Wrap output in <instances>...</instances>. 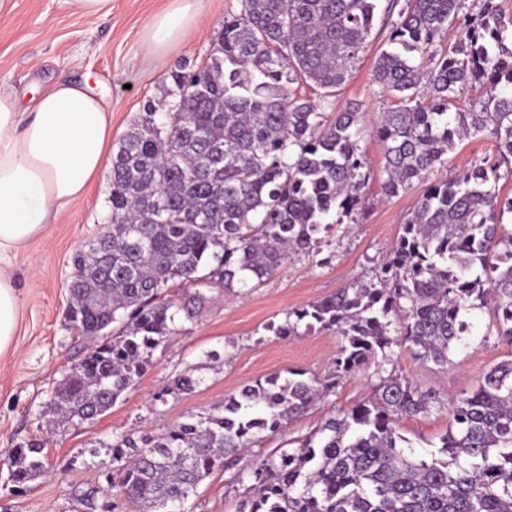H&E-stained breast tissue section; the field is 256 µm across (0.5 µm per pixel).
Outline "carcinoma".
Masks as SVG:
<instances>
[{
    "mask_svg": "<svg viewBox=\"0 0 512 512\" xmlns=\"http://www.w3.org/2000/svg\"><path fill=\"white\" fill-rule=\"evenodd\" d=\"M203 77L171 74L160 104H145L111 159L107 226L73 257L70 328L81 336L120 332L71 366L50 410L60 424L105 414L133 388L146 359L173 333L175 315L193 319L206 292L258 287L291 253H311L336 213L362 203L368 174L362 116L327 119L371 35L376 0H239ZM389 48L372 84L395 107L374 135L383 150L384 193L395 196L445 164L456 142L489 132L494 162L426 185L403 233L373 279L293 311L296 324L340 336L322 378L268 377L224 398L196 423L153 437L130 431L112 441L124 461L119 483L134 512H195L199 484L224 458L275 433L284 421L336 393L341 380L394 348L441 369L467 347L470 312L490 305L487 335L512 345V230L501 224L512 197V16L483 0L470 19L462 0H387ZM462 37L445 44L448 29ZM490 89L478 112H453L469 85ZM319 89V103L291 96ZM430 98L426 104L424 98ZM194 291L177 305L173 283ZM374 395L328 420L299 448L264 459L253 472L256 497L243 512H512V354L472 391L443 398L377 369ZM196 386L185 370L168 388ZM448 410L440 446L424 454L400 434L406 417ZM16 483L45 472L38 443L9 454Z\"/></svg>",
    "mask_w": 512,
    "mask_h": 512,
    "instance_id": "cac0c4a2",
    "label": "carcinoma"
}]
</instances>
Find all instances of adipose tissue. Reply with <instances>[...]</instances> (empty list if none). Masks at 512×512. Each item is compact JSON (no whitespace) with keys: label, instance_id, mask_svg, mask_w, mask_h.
<instances>
[{"label":"adipose tissue","instance_id":"obj_1","mask_svg":"<svg viewBox=\"0 0 512 512\" xmlns=\"http://www.w3.org/2000/svg\"><path fill=\"white\" fill-rule=\"evenodd\" d=\"M197 0H173L149 36L165 52L186 36ZM110 108L87 83L60 79L30 103L0 92V255L45 236L49 224L82 198L103 171L112 142ZM19 297L0 268V354L14 336Z\"/></svg>","mask_w":512,"mask_h":512}]
</instances>
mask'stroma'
<instances>
[{"instance_id": "stroma-1", "label": "stroma", "mask_w": 512, "mask_h": 512, "mask_svg": "<svg viewBox=\"0 0 512 512\" xmlns=\"http://www.w3.org/2000/svg\"><path fill=\"white\" fill-rule=\"evenodd\" d=\"M170 3L113 0L111 17L98 18L74 13L66 0H0V91L34 97L56 80L87 79L109 103L112 137L120 139L147 101L162 98L172 73L206 64L225 16L240 9L239 0H199V17L187 38L158 60L148 27ZM386 34L383 17H376L368 44L332 106L336 112L356 108L363 114L360 146L371 176L362 190V207L327 229L319 252L290 254L260 287L213 294L194 320L176 318L173 334L153 353L135 388L96 420L57 424L48 402L70 366L89 353L88 342L66 320L68 284L75 253L111 219L109 171H102L86 195L50 225L46 237L11 255L7 271L17 285L20 310L12 344L0 355V512H110L121 501L120 492L108 490L119 476L112 460L115 435L129 429L156 435L199 420L226 396L275 374L297 370L309 379L328 374L341 349L339 336L302 325L296 334L279 336L275 327L292 311L336 293L382 263L423 189L417 183L393 197L382 191L385 160L373 130L390 102L376 94L372 69ZM495 155L489 134L464 139L429 178H458ZM491 318L488 307L472 312V345L452 350L447 369L423 363L401 347L392 371L444 397L472 391L491 366L512 355L511 346L488 335ZM188 368L197 380L194 390L171 392L175 378ZM376 383L373 368L357 372L335 395L228 456L225 466L199 485L196 512H238L240 502L254 493L248 474L261 460L350 411L372 395ZM449 424L446 412L419 415L403 419L400 431L422 452L438 445ZM30 441L44 443L47 472L19 485L6 459ZM239 472L245 473L244 482L235 481Z\"/></svg>"}]
</instances>
